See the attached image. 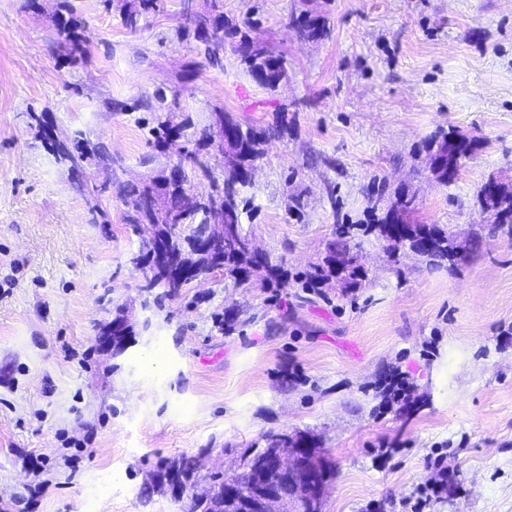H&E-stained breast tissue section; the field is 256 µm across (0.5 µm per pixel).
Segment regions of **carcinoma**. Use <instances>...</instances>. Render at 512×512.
<instances>
[{
  "label": "carcinoma",
  "instance_id": "1",
  "mask_svg": "<svg viewBox=\"0 0 512 512\" xmlns=\"http://www.w3.org/2000/svg\"><path fill=\"white\" fill-rule=\"evenodd\" d=\"M156 7L157 0H124L120 13L125 24L133 27L141 16ZM195 26L198 30L213 29L217 33L213 43L205 47L208 56H219L224 45H229L240 65L263 88L274 91L288 79L286 60L274 54L265 43L253 38L247 28L224 19L219 5H212L207 15L196 16ZM292 29L305 42L318 41L327 33V19L322 15H300L293 19ZM213 119L224 130L235 134L234 141L224 145L222 177L215 176L210 153L197 149L189 152L187 157V165L194 176L207 179L215 187L208 197L194 205L188 203L186 193L191 181L185 173L187 165L182 164L172 166L170 174H163L152 181L118 186V193L128 207V223H151L155 226V238L168 242L167 265L154 274L148 292L155 307L162 306L166 300L180 297L182 290L194 281V277L190 276L192 272L213 273L220 270L239 285L261 272L264 281L278 287H288V278L283 276L281 267L271 264L266 256L257 259L254 250L246 246L249 236L242 228L245 202L241 196V188L248 182V170L262 155L266 140L272 135L288 132V119L281 114L276 117L273 127H254L239 121L222 108L216 109ZM428 148L445 153V169L435 173L437 181L443 184L450 183L448 168L460 170L462 160L472 156L474 150L472 139L454 131L435 134L430 138ZM490 185L491 182H486L479 192L483 208L490 213L494 230L512 234V192L500 184L494 193L489 190ZM371 196L383 198L384 204L380 207L367 205L368 221L365 224L337 225L329 254L299 276L301 287L314 292L333 280L348 287L358 284L366 274L351 254V244L360 236L384 241L392 252L407 248L431 264L446 261L453 267L464 256V252L458 249V236L455 233L435 224L414 223L416 200L405 199L401 192L389 193L384 183L377 186ZM215 208L224 213L223 226L214 229L211 246L205 249L196 243L195 225L202 223L208 210ZM215 252L224 254V265L220 269L213 263L212 255ZM111 324L121 330V335L112 337V349L119 352L133 335L134 323L126 308L117 306L112 311ZM303 440L310 447L319 448V440L312 436L276 434L267 438V449L286 450L296 447ZM166 472L176 473L181 477L186 492L194 493L200 480L197 461L174 460L167 465ZM226 479L240 490L247 491L252 473L246 468L227 478L219 475L211 477V497L206 501L193 498L190 512H217L224 501Z\"/></svg>",
  "mask_w": 512,
  "mask_h": 512
}]
</instances>
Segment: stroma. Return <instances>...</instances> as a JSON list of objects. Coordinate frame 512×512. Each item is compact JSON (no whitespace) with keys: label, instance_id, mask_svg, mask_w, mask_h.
Masks as SVG:
<instances>
[{"label":"stroma","instance_id":"stroma-1","mask_svg":"<svg viewBox=\"0 0 512 512\" xmlns=\"http://www.w3.org/2000/svg\"><path fill=\"white\" fill-rule=\"evenodd\" d=\"M220 3L286 58V85L199 54L210 0H158L133 28L118 0H0V512H189L166 462L238 473L271 433L320 440L321 512H410L440 457L448 487L424 512H512V235L489 233L476 199L491 177L512 189V0ZM303 12L325 37L289 29ZM218 108L256 126L288 113L242 228L290 283L216 272L143 307L142 236L116 187L176 162L181 144L153 147L161 121L189 120L193 143ZM440 130L478 140L448 185L426 165ZM58 141L84 150L78 170ZM382 182L483 248L451 268L365 239L357 287L303 291ZM117 305L136 327L115 355L99 333ZM397 372L409 400L385 398ZM292 29L303 41H318L323 38L328 29L327 19L322 15H300L292 21Z\"/></svg>","mask_w":512,"mask_h":512}]
</instances>
